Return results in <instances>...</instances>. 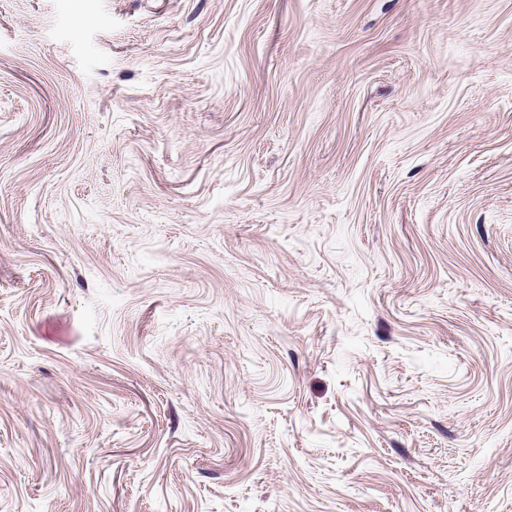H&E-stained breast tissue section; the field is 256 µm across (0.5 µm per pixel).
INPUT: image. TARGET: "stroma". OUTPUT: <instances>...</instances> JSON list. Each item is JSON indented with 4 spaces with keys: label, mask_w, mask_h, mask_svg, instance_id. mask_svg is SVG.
<instances>
[{
    "label": "stroma",
    "mask_w": 512,
    "mask_h": 512,
    "mask_svg": "<svg viewBox=\"0 0 512 512\" xmlns=\"http://www.w3.org/2000/svg\"><path fill=\"white\" fill-rule=\"evenodd\" d=\"M0 512H512V0H0Z\"/></svg>",
    "instance_id": "stroma-1"
}]
</instances>
